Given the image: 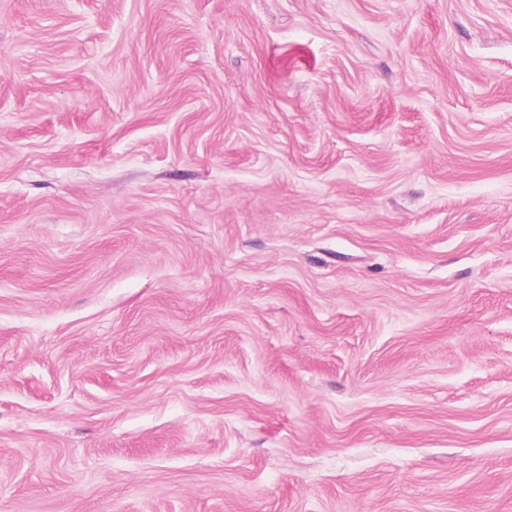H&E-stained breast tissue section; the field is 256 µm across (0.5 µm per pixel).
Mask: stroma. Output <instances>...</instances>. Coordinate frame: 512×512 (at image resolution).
I'll return each instance as SVG.
<instances>
[{
    "mask_svg": "<svg viewBox=\"0 0 512 512\" xmlns=\"http://www.w3.org/2000/svg\"><path fill=\"white\" fill-rule=\"evenodd\" d=\"M0 512H512V0H0Z\"/></svg>",
    "mask_w": 512,
    "mask_h": 512,
    "instance_id": "obj_1",
    "label": "stroma"
}]
</instances>
